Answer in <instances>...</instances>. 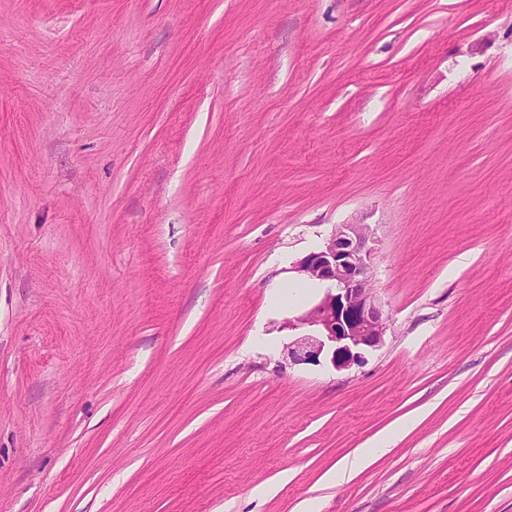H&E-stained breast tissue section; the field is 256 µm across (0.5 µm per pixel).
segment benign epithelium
<instances>
[{
	"label": "benign epithelium",
	"mask_w": 512,
	"mask_h": 512,
	"mask_svg": "<svg viewBox=\"0 0 512 512\" xmlns=\"http://www.w3.org/2000/svg\"><path fill=\"white\" fill-rule=\"evenodd\" d=\"M371 233L367 224H339L323 244L294 267L307 281L324 284L319 302L288 323L311 332L288 344L293 364L320 362L331 355L337 368L357 363L362 352L383 341L388 317L371 284Z\"/></svg>",
	"instance_id": "1"
}]
</instances>
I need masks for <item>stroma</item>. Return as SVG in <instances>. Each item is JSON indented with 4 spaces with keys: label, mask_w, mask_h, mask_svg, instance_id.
Here are the masks:
<instances>
[{
    "label": "stroma",
    "mask_w": 512,
    "mask_h": 512,
    "mask_svg": "<svg viewBox=\"0 0 512 512\" xmlns=\"http://www.w3.org/2000/svg\"><path fill=\"white\" fill-rule=\"evenodd\" d=\"M355 223L383 342L288 365ZM307 499L512 512V0H0V512ZM394 442L393 435L383 434L379 436L372 448H358L351 455L346 456L336 464V467L324 475L325 482L333 484L350 480L367 462L375 456L384 453Z\"/></svg>",
    "instance_id": "1"
}]
</instances>
